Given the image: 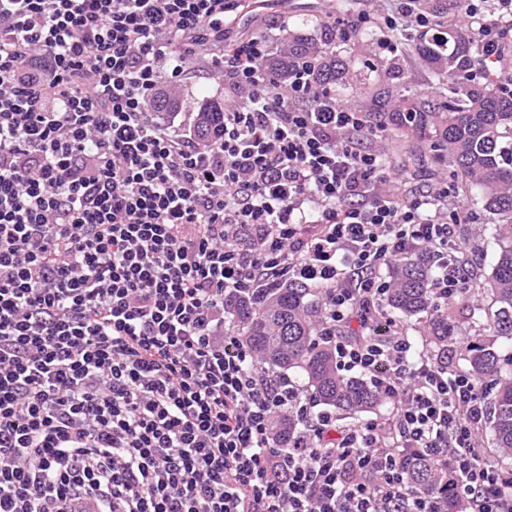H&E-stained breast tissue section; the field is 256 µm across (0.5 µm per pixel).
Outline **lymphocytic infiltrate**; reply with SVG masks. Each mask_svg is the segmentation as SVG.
Instances as JSON below:
<instances>
[{"instance_id":"obj_1","label":"lymphocytic infiltrate","mask_w":512,"mask_h":512,"mask_svg":"<svg viewBox=\"0 0 512 512\" xmlns=\"http://www.w3.org/2000/svg\"><path fill=\"white\" fill-rule=\"evenodd\" d=\"M241 0H0V512H512V471L477 437L484 386L417 350L362 308L407 256L437 258L439 302L463 277L448 261L452 191H377L387 157L363 113L318 83H287L266 35L224 29ZM484 60L512 77V0H465ZM325 28L383 30L405 50L435 27L417 0ZM224 79V131L202 141L151 111L191 70ZM331 283L341 370L367 376L387 415L349 426L315 411L239 340L225 299L298 275ZM303 425L288 445L276 414ZM427 457L448 484L415 492Z\"/></svg>"}]
</instances>
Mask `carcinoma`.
Returning <instances> with one entry per match:
<instances>
[{"label": "carcinoma", "mask_w": 512, "mask_h": 512, "mask_svg": "<svg viewBox=\"0 0 512 512\" xmlns=\"http://www.w3.org/2000/svg\"><path fill=\"white\" fill-rule=\"evenodd\" d=\"M408 51L437 76L441 91L433 104L406 86L384 91L381 103L391 110L379 113L389 131L411 130L428 137L430 151L448 164L453 188L476 193V201L491 215L488 230L497 251L490 274L481 279L468 270L459 297L473 311L484 312V296L496 310L485 312L479 329L468 335L471 346L466 370L485 384L489 399L490 440L494 454L512 459V350L496 347V338L512 337V87L492 76L473 77L483 60L476 34L448 24L432 36L413 35ZM318 57V82L342 81L345 67L331 42L311 35L289 34L288 54L273 66L279 77L307 55ZM199 137L208 140L224 130V102L202 99L194 122ZM433 260L402 258L391 271L390 286L379 306L382 314L403 321L414 318L429 343L445 356L461 333L454 304H435ZM328 286L292 277L274 288H255L235 294L226 304L242 342L259 360L305 381L314 401L342 419L375 409L384 396L362 377L346 376L336 366L335 343L324 337L327 325L324 297ZM293 415L278 417L281 442L299 428ZM415 490L433 492L448 473L419 458L408 467Z\"/></svg>", "instance_id": "1"}]
</instances>
